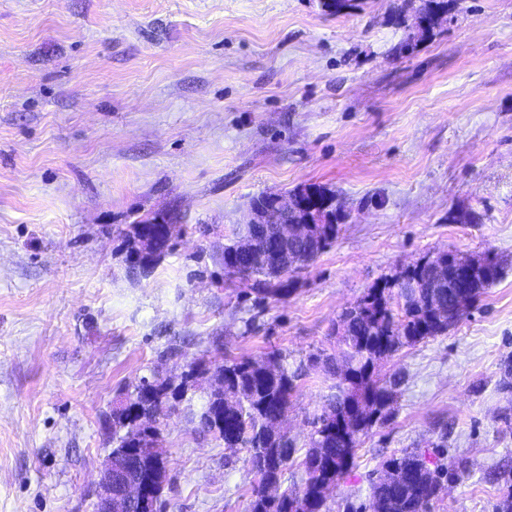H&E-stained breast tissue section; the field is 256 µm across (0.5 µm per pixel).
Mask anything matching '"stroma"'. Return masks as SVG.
<instances>
[{"instance_id": "stroma-1", "label": "stroma", "mask_w": 512, "mask_h": 512, "mask_svg": "<svg viewBox=\"0 0 512 512\" xmlns=\"http://www.w3.org/2000/svg\"><path fill=\"white\" fill-rule=\"evenodd\" d=\"M393 0H0V512H93L103 417L141 378L279 352L301 370L287 431L305 451L336 379V323L368 288L453 251L502 274L444 335L381 365L404 377L327 499L368 502L387 457H464L431 512H493L512 467V0H454L409 56ZM316 184L349 213L286 297L224 277L252 197ZM177 214L149 274L131 225ZM456 222H449V215ZM161 421L166 512H248L245 451ZM131 235L130 239L132 240V246L129 251V256L131 258V261L133 257H135L134 263L137 265L138 269L144 273L147 274L150 272V270L153 268L154 264L161 258V256L164 254L168 242L166 241L162 248H158L157 250H149L144 247L142 242L139 238V232H138V224H133L131 226Z\"/></svg>"}]
</instances>
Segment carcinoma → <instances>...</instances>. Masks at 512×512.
<instances>
[{
	"label": "carcinoma",
	"mask_w": 512,
	"mask_h": 512,
	"mask_svg": "<svg viewBox=\"0 0 512 512\" xmlns=\"http://www.w3.org/2000/svg\"><path fill=\"white\" fill-rule=\"evenodd\" d=\"M440 6H448V0H420L418 5L415 0H403L396 7V18L406 25L409 34L395 47V53L408 56L420 42L434 35L433 28L422 26L420 19ZM304 190L313 191L335 220L312 240L310 251L303 252L307 265L332 245L339 225L346 222L348 214L343 204L323 187L309 185ZM130 239L129 256L135 259L142 273H149L165 248H145L136 224L131 226ZM491 264L490 278L477 276V287L467 292L470 303H476L485 288L497 280L500 265L494 260ZM285 265L287 261L271 253L265 261L256 264L248 252L238 248V243L224 246V276L240 280L244 286L242 293L253 295L260 302L288 294L292 273L284 270ZM393 290L392 281L376 284L341 314L344 335L339 337V355L326 358L329 371L339 379L337 388L347 392L357 407V414L344 418L345 402L338 395L331 398L315 419V435L298 463L302 469L300 485L284 489L276 501H268L258 490H253L249 512H290L288 505L299 494L309 501L310 512H323L327 494L353 464L361 437L387 416L395 401L399 382L380 377L382 362L404 346L448 332V321L437 320L423 304L402 310L388 306L386 297ZM207 376L220 377L223 386L219 391L207 393L206 404L198 414V432L226 448L246 449L251 472L281 482L288 466L294 463L295 448L288 436L271 433L268 423L290 409L300 373L289 371L278 352L261 359H195L187 364L178 381L157 375L152 384L140 383L135 387V400L130 406L112 409L111 453L121 455L126 448L150 447L152 439L142 427V421L161 416ZM382 468L400 470L406 480L399 486L372 480L368 503L357 510L348 504L346 512H430L437 486L456 477L465 465L453 458L432 468L426 463L425 454L406 450L391 455L383 461ZM160 471L153 457L146 453L131 476L136 481L159 486ZM504 475L506 492L495 504L494 512H512V469L498 472L496 478Z\"/></svg>",
	"instance_id": "1"
}]
</instances>
